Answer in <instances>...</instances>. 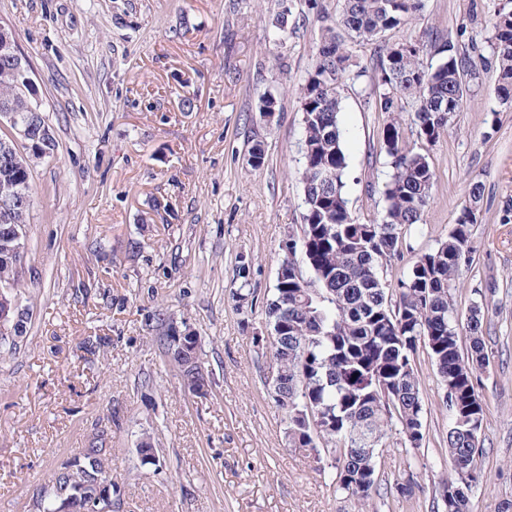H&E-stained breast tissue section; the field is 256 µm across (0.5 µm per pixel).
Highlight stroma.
Here are the masks:
<instances>
[{
	"mask_svg": "<svg viewBox=\"0 0 512 512\" xmlns=\"http://www.w3.org/2000/svg\"><path fill=\"white\" fill-rule=\"evenodd\" d=\"M511 0H424L387 32L452 35L478 64L461 111L432 144L436 180L404 261L446 240L473 184L482 187L473 254L455 274L459 318L484 312L489 356L479 392L487 484L471 512L512 502V107L495 95L487 21ZM344 0H0V24L23 55L57 141L35 163L22 286L27 333L0 349V512H32L54 471L104 437L113 512H358L336 493L333 456L293 448L265 379V305L288 238L300 237L299 84L323 23ZM287 13L296 38L269 39ZM374 75L344 79L348 195L359 221H379L387 113L369 101ZM277 101L263 109L266 98ZM265 162L249 164L254 144ZM254 290L239 300V264ZM165 311L199 338L208 396L184 390L152 317ZM107 342L86 354L83 341ZM426 442L392 431L368 512H443L450 465L443 391L426 350L415 357ZM150 437L158 465L140 461ZM415 479L412 496L399 485Z\"/></svg>",
	"mask_w": 512,
	"mask_h": 512,
	"instance_id": "1",
	"label": "stroma"
}]
</instances>
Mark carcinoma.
<instances>
[{
  "label": "carcinoma",
  "mask_w": 512,
  "mask_h": 512,
  "mask_svg": "<svg viewBox=\"0 0 512 512\" xmlns=\"http://www.w3.org/2000/svg\"><path fill=\"white\" fill-rule=\"evenodd\" d=\"M422 10V0H345L341 23L356 37L376 41L372 70L375 107L399 112L407 100L414 112L416 136L438 140L449 128L445 106L463 107L468 79L476 66L452 36L408 37L405 50L380 42L390 30L406 26ZM492 52L498 71L497 99H512V9H501L491 22ZM297 34L288 13L279 15L271 38L287 41ZM367 68L351 60L332 28L325 27L317 60L300 87L303 144V234L288 240V257L301 248L313 273L288 269L266 301L272 341L269 359L283 371L275 401L288 418L286 436L295 448L321 452L317 440L335 441L336 490L363 506L378 485V448L392 427L399 426L405 442L420 448L424 441L420 379L415 355L424 346L435 366L451 416L447 452L452 473L438 483L445 512H469V491L483 481L479 466V431L483 404L478 379L486 364L481 308L472 307L466 332L467 354L458 344L459 320L452 290L454 275L472 254L470 226L476 223L481 187L472 186L469 205L437 248L415 257L398 278L396 298L379 267L401 259L402 235L420 223L435 183L425 155L416 151L391 121L383 138L390 168L380 194L386 202L377 224H363L353 215L347 193L348 163L340 125L341 80L358 79ZM22 77L0 57V104L18 100ZM32 198L31 170L0 154V235L10 226L28 224L30 206L11 204L14 195ZM22 256L0 241V286L20 285ZM170 316L152 318L163 354L170 341ZM176 370L184 390L207 379L199 348L187 349ZM85 467L86 490L94 491L104 475L107 451L91 443L78 454ZM75 493L66 467L40 491L37 512H56L60 498Z\"/></svg>",
  "instance_id": "1"
}]
</instances>
